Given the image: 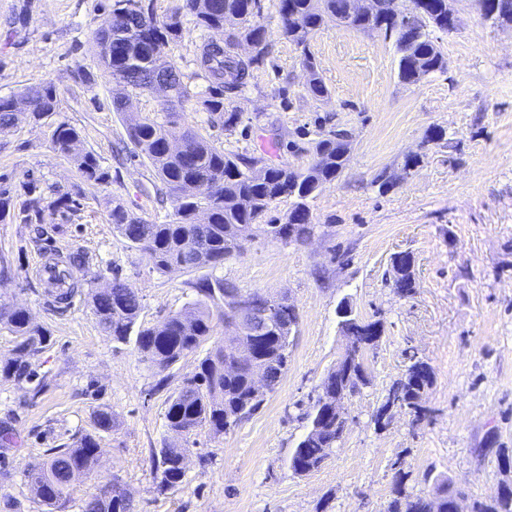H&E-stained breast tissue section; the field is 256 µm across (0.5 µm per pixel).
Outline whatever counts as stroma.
Instances as JSON below:
<instances>
[{
  "mask_svg": "<svg viewBox=\"0 0 512 512\" xmlns=\"http://www.w3.org/2000/svg\"><path fill=\"white\" fill-rule=\"evenodd\" d=\"M100 2L0 0V96L44 81L60 99L45 123L22 111L0 130V179L19 201L28 180L45 194H81L80 211L55 212L46 223L0 221V303L26 308L47 335L28 360L29 378L0 374V430L15 440L0 447V512H44L25 466L91 433L98 462L74 480L67 512H82L86 499L115 481L136 512H386L401 471L414 495H431L424 475L433 471L467 495L496 496L508 475L478 451L512 449V23L486 20L476 0H455L458 27L430 31L445 72L412 85L399 83L397 55L383 35L327 24L309 41L330 91L314 100L299 51L279 35L278 0H262L272 53L233 95V117L222 124L201 105L208 83L194 64L199 47L222 32L198 26L183 0H151L157 16L180 15V35L165 49L190 94L179 126L225 151L295 170L311 165L323 135L352 140L349 165L310 203L309 239L261 236L216 269L241 291L295 305L288 370L260 410L229 433L191 435L184 484L161 493L154 458L169 438L168 402L205 352L182 358L158 386L133 345L102 331L91 291L120 276L138 290L140 320L151 326L191 300L197 275L157 273L108 222L114 198L149 222L163 221L175 203L156 198L146 160L115 152L127 122L113 112L93 62L94 31L105 18ZM63 121L101 157L108 182L80 179L70 159L51 151V131ZM433 127L445 136L426 142ZM72 250L87 264L74 274L81 292L62 308L41 270ZM401 251L415 260L407 297L392 286L390 259ZM343 301L363 317H380L385 332L366 356L368 384L346 403L342 440L319 469L298 476L288 458L343 350L336 315ZM411 354L434 371L423 396L428 413L418 420L399 410L377 429L373 415ZM101 408L115 424L99 434L93 413Z\"/></svg>",
  "mask_w": 512,
  "mask_h": 512,
  "instance_id": "obj_1",
  "label": "stroma"
}]
</instances>
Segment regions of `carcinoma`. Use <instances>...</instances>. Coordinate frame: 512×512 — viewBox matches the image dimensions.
I'll use <instances>...</instances> for the list:
<instances>
[{
	"label": "carcinoma",
	"instance_id": "carcinoma-1",
	"mask_svg": "<svg viewBox=\"0 0 512 512\" xmlns=\"http://www.w3.org/2000/svg\"><path fill=\"white\" fill-rule=\"evenodd\" d=\"M137 2L138 11L125 16L113 14L110 3L104 6L107 17L95 31L97 67L109 83L141 91L152 90L154 75L160 70L167 82L166 97L171 102L183 103L189 100V92L180 72L164 55L165 48L180 31L179 12L160 18L144 0ZM415 5L421 7L424 19L404 22V15ZM183 9L208 30H222L228 24L235 26L219 43H204L196 57L198 69L209 81L201 105L213 120L222 122L226 112L224 96L245 89L253 69L263 64L269 54L270 35L262 21L261 0H183ZM278 9L279 36L300 49L302 64L309 72L305 91L313 99L328 97L329 90L309 51V39L328 22L393 40L399 55L398 78L404 84L417 83L446 70L444 56L426 32V24L448 30L447 0H383V9L371 16L351 15L349 0H279ZM242 42L252 48L247 57L238 53ZM21 95L30 100L29 118L36 123L57 110L58 91L51 83L29 85ZM16 120L14 98L0 97V129L13 126ZM127 133L133 151L147 160L159 180L157 194L173 198L176 207L164 221L148 223L122 202L114 201L109 223L130 247L147 256L153 269L160 273L173 268L216 269L239 254L241 242L259 231L285 242L290 238H307L313 231L310 201L323 184L335 180L350 162V157L336 152L334 134L318 142L320 157L306 171L299 172L286 165H263L256 158L226 153L189 129L176 130V122L171 120L160 123L150 118L139 119L127 125ZM50 148L70 158L81 179L107 181L99 157L85 149L74 126L66 122L56 124ZM282 198L291 200L286 217L280 220L269 216L273 204ZM79 206L71 193H61L48 202L31 189L17 209L11 190L0 185L1 221L10 218L22 224H44L46 217L56 210L77 211ZM200 210L207 214L205 223L196 221ZM85 264L86 259L79 252H71L54 264L50 284L56 288L58 302L67 301L76 293L73 269ZM392 279L397 294L412 293L414 273L410 254L392 261ZM191 288L196 299L152 326L140 322L142 299L125 281L115 278L109 288L91 293L94 314L112 342L134 343L142 360L162 374L205 342L213 341L195 374L183 379L169 400L166 427L181 441L167 443L158 451L162 492L182 484L185 473L179 461L188 452V438L194 431L206 428L214 437L224 435L264 401L253 393L251 369L226 370L224 339L213 340L214 320H224V295L239 288L213 276L192 283ZM294 318L293 313L284 314L278 330L263 334L258 341L254 363L265 372L270 391L288 369L289 325ZM0 325L17 339L14 356L0 361V372L20 378L28 367L24 357L38 353L46 336L40 329L30 327L29 312L23 307L1 305ZM343 381L352 392L369 383L355 375L345 380L331 369L319 388L334 390ZM432 383L431 366L413 356L391 392L400 400L399 407L416 411ZM310 417V429L289 458V467L296 475L319 468L343 433L344 423L336 421L332 412L315 409ZM97 458L98 443L90 434L81 436L69 448L55 449L46 461L26 466L25 477L32 495L48 512H64L73 475L89 471ZM425 480L433 484L429 498L406 494L403 481L397 480L386 512H451L449 493L457 487L448 478L431 472L425 474ZM83 512H134V505L116 482L88 498ZM470 512H512V491L491 500L473 497Z\"/></svg>",
	"mask_w": 512,
	"mask_h": 512
}]
</instances>
